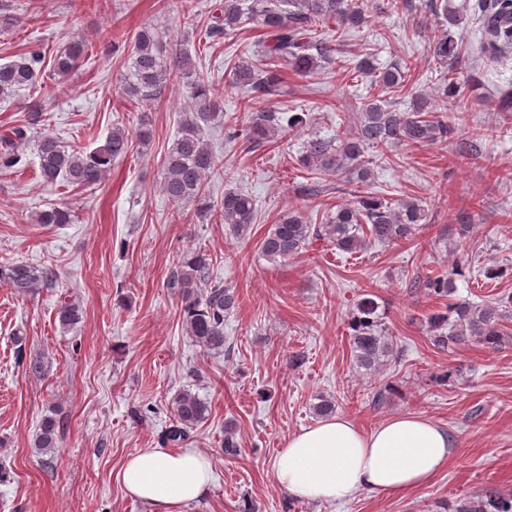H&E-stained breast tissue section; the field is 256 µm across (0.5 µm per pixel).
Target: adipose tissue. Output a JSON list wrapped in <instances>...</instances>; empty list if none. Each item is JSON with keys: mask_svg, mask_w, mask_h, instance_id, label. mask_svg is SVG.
<instances>
[{"mask_svg": "<svg viewBox=\"0 0 512 512\" xmlns=\"http://www.w3.org/2000/svg\"><path fill=\"white\" fill-rule=\"evenodd\" d=\"M454 451L453 437L419 415L371 431L338 415L290 435L272 467L277 484L302 501L347 499L360 490L402 497L429 484ZM120 478L151 512H181L208 494L213 474L201 452L147 448L127 458Z\"/></svg>", "mask_w": 512, "mask_h": 512, "instance_id": "obj_1", "label": "adipose tissue"}]
</instances>
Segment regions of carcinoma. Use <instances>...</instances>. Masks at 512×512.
<instances>
[{
    "label": "carcinoma",
    "mask_w": 512,
    "mask_h": 512,
    "mask_svg": "<svg viewBox=\"0 0 512 512\" xmlns=\"http://www.w3.org/2000/svg\"><path fill=\"white\" fill-rule=\"evenodd\" d=\"M362 3L363 0H224L220 15L206 26L203 36L212 46L242 24H255L261 32L257 48L249 58L231 68L232 82L257 95H268L278 90L288 73L304 78L334 62L344 35L360 28L365 21ZM430 10L438 19L433 54L448 67V73L440 77L441 101L445 104L450 97L463 101L466 92L457 70L466 46L456 29L463 22L464 7L454 0H430ZM479 21L483 31L479 53L492 59L511 56L512 0H494L482 10ZM129 43L125 95L131 105L162 96L169 82L180 75L189 79V105L182 130L164 155L163 193L175 204L191 203L214 223L228 225L237 238H248L258 220L256 199L231 187L225 188L219 199L212 198L207 178L224 172V157L214 152L205 138L206 131L222 124L228 140H239L250 150L303 128L309 121L308 112H292L284 126L270 112H255L241 127L237 117L224 114L221 95L190 54L178 49L165 53L157 32L150 28L139 30ZM87 52L83 41L67 43L52 59L53 74L70 75L86 59ZM44 64L45 56L36 50L1 64L0 96H9L19 89H42ZM347 71L355 79H368L373 92L360 106L355 129L334 139L312 136L303 144L298 166L306 171L364 180L370 175V165L386 159L392 147L425 145L447 136L455 127L457 117L440 110L436 100L427 96L414 97L405 112L391 107L387 97L406 82L408 65L396 62L379 69L365 57L351 64ZM28 141L27 128L23 126L1 134L0 169L17 165L18 149ZM131 145L129 132L123 127L113 128L105 143L89 152L68 147L45 134L35 143L39 177L46 186L64 183L75 189L93 187L105 180L113 161L126 157ZM426 218L419 200H406L395 208L377 195L366 196L336 206V212L327 215L318 226L307 223L295 212L280 215L263 238L261 249L274 261L284 260L298 254L309 239L324 236L337 249L355 253L369 241H409ZM72 222V210L53 204L36 216L38 224ZM209 270L205 255L186 253L172 267L166 287L181 300L186 334L207 351H222L224 320L236 308L238 299L233 289L210 279ZM56 282L57 273L51 266L0 263V283L18 294L53 288ZM58 317L61 326L69 328L79 320V309L63 298ZM505 319L506 312L498 304L473 305L465 301L449 305L444 314L432 315L430 323L439 331L436 345L445 349L450 343L471 340L495 345L504 336ZM349 329L352 348L361 365L376 366L391 352L373 298L367 296L358 302ZM173 403L176 422L166 429L164 440L180 444L188 438V431L206 418L208 406L189 391L179 393ZM59 433L60 423L55 418L43 419L34 447L43 453L51 452L57 447ZM466 512H512V503L487 492L470 502Z\"/></svg>",
    "instance_id": "1"
}]
</instances>
